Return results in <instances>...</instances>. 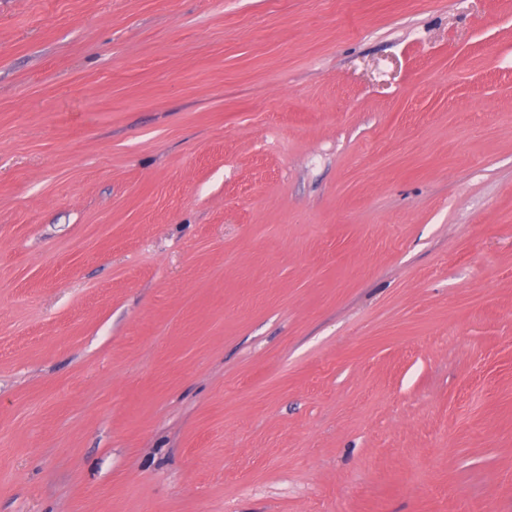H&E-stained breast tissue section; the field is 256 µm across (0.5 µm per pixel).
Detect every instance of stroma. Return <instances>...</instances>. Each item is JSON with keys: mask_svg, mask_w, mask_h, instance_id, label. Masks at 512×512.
Wrapping results in <instances>:
<instances>
[{"mask_svg": "<svg viewBox=\"0 0 512 512\" xmlns=\"http://www.w3.org/2000/svg\"><path fill=\"white\" fill-rule=\"evenodd\" d=\"M0 512H512V0H0Z\"/></svg>", "mask_w": 512, "mask_h": 512, "instance_id": "stroma-1", "label": "stroma"}]
</instances>
